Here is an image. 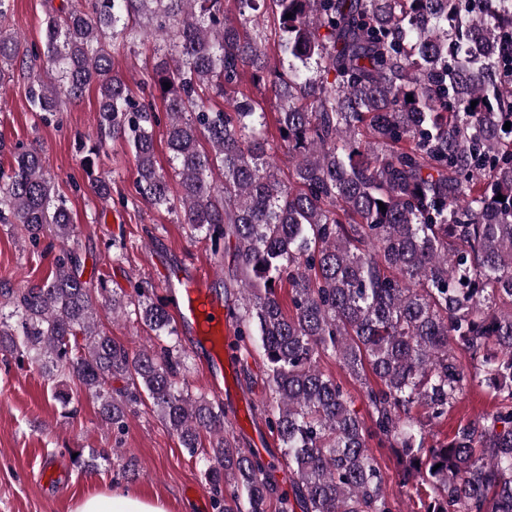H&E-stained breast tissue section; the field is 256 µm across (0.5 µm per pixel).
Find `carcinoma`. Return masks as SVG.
<instances>
[{
	"mask_svg": "<svg viewBox=\"0 0 512 512\" xmlns=\"http://www.w3.org/2000/svg\"><path fill=\"white\" fill-rule=\"evenodd\" d=\"M235 3L233 19L224 0H62L30 50L40 73L27 101L46 120L96 86L100 140L82 158L94 195L111 198L112 182L93 176V156L104 138L121 140L146 204L182 209L216 255L234 241L243 298L233 346L257 343L266 359L275 405L265 423L291 494H277L273 462L224 435V407L188 391L179 331L153 286L135 284L132 300L83 279L71 213L34 145L0 165V223L34 245L50 233L45 251L58 253L42 281L0 287L13 305L0 314V354L76 380L118 434L150 400L203 469L218 512H268L274 498L278 512H397L375 437L421 512H512V0ZM269 13L276 60L260 30ZM148 37L166 48L141 91L165 103L169 173L155 159L158 112L112 61ZM18 55L19 37L0 30V85ZM246 77L277 97L278 136L239 91ZM279 149L286 181L274 172ZM95 293L169 344L115 341ZM326 355L363 385L368 419L321 369ZM476 387L496 409L427 444V425Z\"/></svg>",
	"mask_w": 512,
	"mask_h": 512,
	"instance_id": "cac0c4a2",
	"label": "carcinoma"
}]
</instances>
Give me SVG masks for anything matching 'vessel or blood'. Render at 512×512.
Here are the masks:
<instances>
[{
    "instance_id": "b4317fda",
    "label": "vessel or blood",
    "mask_w": 512,
    "mask_h": 512,
    "mask_svg": "<svg viewBox=\"0 0 512 512\" xmlns=\"http://www.w3.org/2000/svg\"><path fill=\"white\" fill-rule=\"evenodd\" d=\"M210 280L203 271L187 275L176 269L169 270L165 277L168 287L177 289L179 294L178 326L187 330L196 349L207 355L209 376L216 379L234 371L236 358L226 335L228 318L209 289Z\"/></svg>"
}]
</instances>
